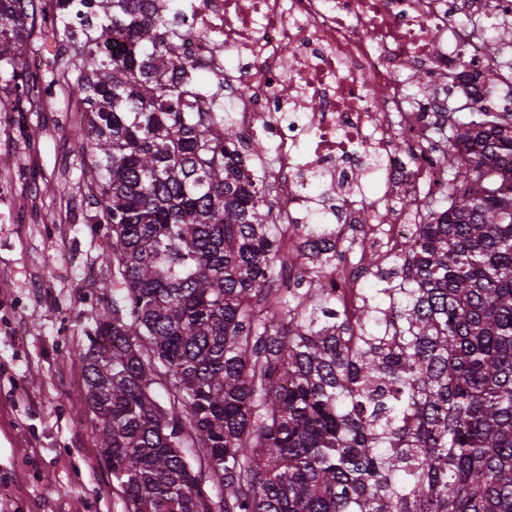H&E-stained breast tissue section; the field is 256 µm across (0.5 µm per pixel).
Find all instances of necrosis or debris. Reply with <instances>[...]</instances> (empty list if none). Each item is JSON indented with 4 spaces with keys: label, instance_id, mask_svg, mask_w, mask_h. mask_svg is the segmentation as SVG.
Wrapping results in <instances>:
<instances>
[{
    "label": "necrosis or debris",
    "instance_id": "necrosis-or-debris-1",
    "mask_svg": "<svg viewBox=\"0 0 512 512\" xmlns=\"http://www.w3.org/2000/svg\"><path fill=\"white\" fill-rule=\"evenodd\" d=\"M180 12L187 59L232 101L227 149L261 139L275 150L276 223H309L311 184L332 190L364 164L383 181L384 219L361 239L365 252L404 243L422 197L439 190L428 131L457 93L512 108L511 96L488 92L503 74L484 51L512 0H186ZM407 71L425 76L411 95ZM444 74L452 83L438 84Z\"/></svg>",
    "mask_w": 512,
    "mask_h": 512
}]
</instances>
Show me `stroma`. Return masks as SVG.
Wrapping results in <instances>:
<instances>
[{"label": "stroma", "instance_id": "35a3bbf8", "mask_svg": "<svg viewBox=\"0 0 512 512\" xmlns=\"http://www.w3.org/2000/svg\"><path fill=\"white\" fill-rule=\"evenodd\" d=\"M74 108L54 87L19 114L0 86V512H123L74 357L121 293L84 220Z\"/></svg>", "mask_w": 512, "mask_h": 512}]
</instances>
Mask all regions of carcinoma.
<instances>
[{
    "instance_id": "carcinoma-1",
    "label": "carcinoma",
    "mask_w": 512,
    "mask_h": 512,
    "mask_svg": "<svg viewBox=\"0 0 512 512\" xmlns=\"http://www.w3.org/2000/svg\"><path fill=\"white\" fill-rule=\"evenodd\" d=\"M40 18L0 0V81L29 102ZM181 23L155 0H58L51 20L58 79L88 107L87 222L111 226L125 289L77 353L124 512H512V111L436 121L448 207L426 205L400 265L370 255L387 287L356 315L321 287L338 244L292 225L307 315L308 293L272 287L280 237L224 104L192 109Z\"/></svg>"
}]
</instances>
